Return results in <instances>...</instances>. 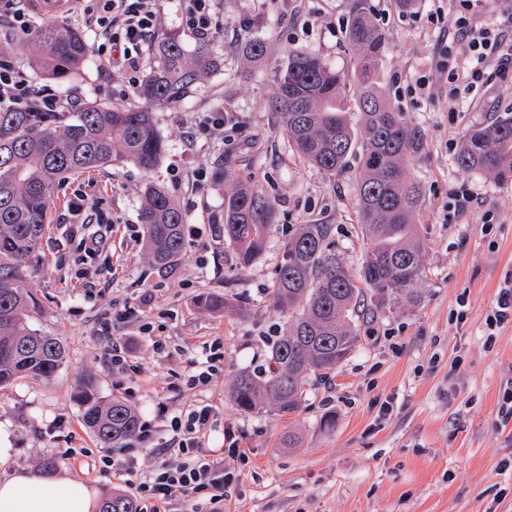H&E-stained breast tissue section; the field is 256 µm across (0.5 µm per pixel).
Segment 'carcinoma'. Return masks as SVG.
<instances>
[{
    "label": "carcinoma",
    "instance_id": "obj_1",
    "mask_svg": "<svg viewBox=\"0 0 512 512\" xmlns=\"http://www.w3.org/2000/svg\"><path fill=\"white\" fill-rule=\"evenodd\" d=\"M344 39L354 50L352 72L330 66L301 49L288 50L276 91L268 103L280 119L290 150L334 176L359 161L355 194L366 241L357 276L336 253L328 224H299L284 242L270 299L288 312L282 336L273 340V369L258 379L237 375L232 397L251 413L268 408L296 414L305 385L322 378L360 346L361 320L412 299L423 271L422 231L414 222L424 189L412 171L425 156L424 130L396 109L379 82L385 30L370 15L368 0H351ZM39 70L66 77L87 61L90 48L75 27L46 21L30 39ZM211 64L199 50L188 58L177 38L158 40L157 62L138 89L148 105L174 106ZM353 97L362 123L354 128L346 101ZM165 143L146 108L91 104L80 112L0 110V388L16 379L52 378L67 354L55 336L28 325L35 302L24 283L38 257L59 184L70 175L130 163L152 172ZM462 172L512 181V115L469 127L455 157ZM275 202L244 183L224 194V240L237 264L249 267L263 254L277 225ZM151 263L167 268L185 248L186 215L159 185L150 184L140 213ZM74 398L84 425L106 448L137 437L140 421L122 400H104L91 381ZM99 512H140L136 499L114 495Z\"/></svg>",
    "mask_w": 512,
    "mask_h": 512
}]
</instances>
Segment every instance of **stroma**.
Here are the masks:
<instances>
[{"instance_id":"obj_1","label":"stroma","mask_w":512,"mask_h":512,"mask_svg":"<svg viewBox=\"0 0 512 512\" xmlns=\"http://www.w3.org/2000/svg\"><path fill=\"white\" fill-rule=\"evenodd\" d=\"M349 4L222 0L223 28L203 42L183 29L182 0H161L157 33L177 36L190 56L206 48L215 65L177 106L153 107L166 145L154 173L115 163L75 175L52 204L43 259L26 281L39 304L29 326L57 337L68 358L52 378H23L0 389V430L11 450L0 478L20 468L41 473L43 461L53 458L58 470L93 485L100 497L130 493V481L176 462L168 449L171 418L209 404L213 428L202 450L224 460V512H512V423L499 416L503 392L512 387V321L495 329L486 324L512 271V183L455 166L465 130L512 111V90L493 80L463 98L449 118L448 81L438 64L452 43L455 0H419L405 13L394 0H369L387 35L381 82L428 142L414 169L425 189L416 216L425 255L417 301L402 300L363 324L360 346L335 373L310 380L297 414L245 413L232 399L240 372L265 377L268 347L282 333L285 315L269 294L289 231L331 225L337 253L350 272L359 269L364 241L353 172L331 177L300 161L266 108L289 49L350 68ZM256 38L267 52L254 65L242 47ZM55 87L83 105L113 104L116 88L127 91L121 105L143 104L124 75L96 56ZM220 109L231 118L223 141L188 147L195 113ZM201 168L207 180L200 188ZM152 181L186 213L185 251L166 269L148 261L139 222ZM235 182L271 196L278 210L264 255L245 269L224 239V192ZM462 187L474 202L457 212L450 195ZM80 193L112 217L92 258L69 223ZM204 294L226 298L230 311L200 308ZM215 343L223 365L208 385L192 384ZM117 349L124 363H113ZM82 380L95 383L102 397L131 405L142 434L101 447L74 399ZM228 432L239 454L228 453ZM289 433L295 445L282 447ZM73 448L82 456L69 458ZM106 455L118 465L135 461L132 479L104 469Z\"/></svg>"}]
</instances>
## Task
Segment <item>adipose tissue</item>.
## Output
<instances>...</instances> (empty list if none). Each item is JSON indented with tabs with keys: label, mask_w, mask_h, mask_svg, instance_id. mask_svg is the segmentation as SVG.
<instances>
[{
	"label": "adipose tissue",
	"mask_w": 512,
	"mask_h": 512,
	"mask_svg": "<svg viewBox=\"0 0 512 512\" xmlns=\"http://www.w3.org/2000/svg\"><path fill=\"white\" fill-rule=\"evenodd\" d=\"M97 493L67 473L47 480L21 470L0 480V512H95Z\"/></svg>",
	"instance_id": "adipose-tissue-1"
}]
</instances>
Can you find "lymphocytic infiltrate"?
Here are the masks:
<instances>
[{
	"mask_svg": "<svg viewBox=\"0 0 512 512\" xmlns=\"http://www.w3.org/2000/svg\"><path fill=\"white\" fill-rule=\"evenodd\" d=\"M219 0H184L182 24L199 39L210 38L220 28ZM88 24L101 35L96 53L123 70L129 85L139 81L143 60L156 26L158 0H81ZM454 26L465 47L449 51L440 64L448 75V111L456 113L462 94L480 89L491 74L512 75V38L501 25L471 26L469 18L456 16ZM60 93L48 85L33 86L9 57L0 56V109L57 112L64 108ZM211 405H200L175 417L170 427L173 445L183 458L178 465L160 464L138 482L140 499L149 512H163L171 501L204 493V507L192 512H224V461L206 457L199 448L211 428Z\"/></svg>",
	"mask_w": 512,
	"mask_h": 512,
	"instance_id": "f902f5d3",
	"label": "lymphocytic infiltrate"
}]
</instances>
